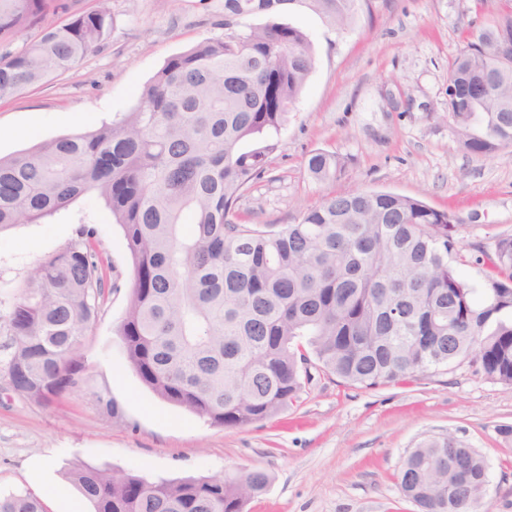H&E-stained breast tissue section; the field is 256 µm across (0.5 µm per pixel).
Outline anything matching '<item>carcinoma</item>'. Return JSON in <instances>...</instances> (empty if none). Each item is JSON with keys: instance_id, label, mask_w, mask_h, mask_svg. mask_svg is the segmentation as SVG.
<instances>
[{"instance_id": "carcinoma-1", "label": "carcinoma", "mask_w": 512, "mask_h": 512, "mask_svg": "<svg viewBox=\"0 0 512 512\" xmlns=\"http://www.w3.org/2000/svg\"><path fill=\"white\" fill-rule=\"evenodd\" d=\"M50 0H0V41L41 29L0 53V100L71 70L113 26L108 0L41 27ZM295 0H224L239 30L166 59L117 122L0 158V231L66 210L93 191L123 230L133 284L116 326L141 382L227 429L296 404L309 365L374 387L468 358L512 384V235L484 253L487 301L448 262L457 228L444 211L387 191L355 189L306 208L296 224H237L234 206L272 173L271 157L314 66L300 29L268 21ZM365 0H302L339 31ZM448 116L461 149L512 148V7L469 34L449 65ZM491 90L482 91V85ZM325 181L342 168L323 150L306 162ZM108 288L94 231L38 263L9 313L13 390L46 403L79 383L80 337ZM70 480L93 512H245L269 485L244 469L153 481L81 465ZM398 485L420 512H478L487 465L454 435L422 440ZM0 512H46L35 496L0 497Z\"/></svg>"}]
</instances>
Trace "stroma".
<instances>
[{"label":"stroma","mask_w":512,"mask_h":512,"mask_svg":"<svg viewBox=\"0 0 512 512\" xmlns=\"http://www.w3.org/2000/svg\"><path fill=\"white\" fill-rule=\"evenodd\" d=\"M105 45L48 84L0 101V156L84 133L133 109L171 55L225 34L224 0H110ZM505 0H368L355 25L333 29L311 10L281 7L278 22L304 31L314 68L281 132L277 180H257L235 206L240 224H294L304 208L351 188L419 198L459 228L450 261L483 302L481 257L512 235V149L464 153L447 112L448 66L469 31ZM344 168L318 182L315 150ZM96 232L113 288L81 339L78 388L35 404L9 386L8 315L31 269L77 237ZM133 266L121 227L97 194L68 210L0 232V493L29 492L48 512L78 499L66 474L85 464L168 480L259 469L267 490L246 512H418L402 496L398 469L423 439L453 434L484 456L485 512H512V385L459 359L399 384L349 385L315 375L299 403L275 417L227 429L146 387L114 333L128 304ZM115 410H107L106 401Z\"/></svg>","instance_id":"stroma-1"}]
</instances>
